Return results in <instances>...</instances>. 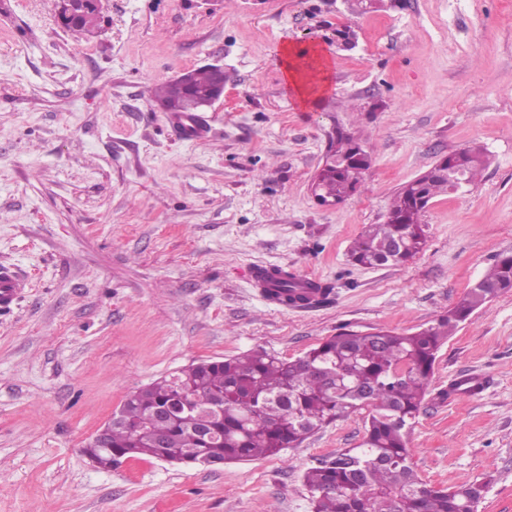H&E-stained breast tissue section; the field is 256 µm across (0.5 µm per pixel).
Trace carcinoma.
<instances>
[{"mask_svg":"<svg viewBox=\"0 0 512 512\" xmlns=\"http://www.w3.org/2000/svg\"><path fill=\"white\" fill-rule=\"evenodd\" d=\"M355 38L354 30L342 26L330 42L347 50ZM191 82L193 90L178 97L174 83L162 81L155 96L166 109L190 112L215 85L216 72L194 70ZM371 163V152L358 138L336 129L315 176L319 203L339 205L365 189ZM486 166L485 150L467 147L403 184L385 222L368 225L353 243L351 261L366 267L407 262L424 245L420 217L428 203L476 184ZM306 288L294 273L280 271L264 292L279 304L305 306ZM510 290L512 255L505 254L455 306L414 333L347 331L293 360L253 351L193 363L130 394L103 441L84 452L104 470L145 456L177 464L246 461L293 448L324 425L367 407L359 446L325 456L304 473L312 512H477L485 484L450 489L422 482L411 463L408 429L428 395L441 346L476 309ZM182 396L188 408L159 416Z\"/></svg>","mask_w":512,"mask_h":512,"instance_id":"1","label":"carcinoma"}]
</instances>
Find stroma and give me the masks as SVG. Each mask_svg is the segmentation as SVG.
<instances>
[{
	"mask_svg": "<svg viewBox=\"0 0 512 512\" xmlns=\"http://www.w3.org/2000/svg\"><path fill=\"white\" fill-rule=\"evenodd\" d=\"M348 25L340 50L327 26ZM318 52L314 108L288 94L283 44ZM217 63L224 96L183 137L157 81ZM372 154L365 189L320 206L311 183L335 125ZM467 192L438 196L401 265H352L392 196L471 144ZM512 254V0H106L76 35L55 0H0V266L28 285L0 311V512H311L304 471L358 446L357 410L279 455L216 466L148 457L112 470L85 445L133 391L200 360L302 356L326 338L409 334ZM334 283L281 306L255 266ZM465 374L482 395L436 400ZM409 434L419 477L486 482L478 512H512V291L442 346Z\"/></svg>",
	"mask_w": 512,
	"mask_h": 512,
	"instance_id": "obj_1",
	"label": "stroma"
}]
</instances>
